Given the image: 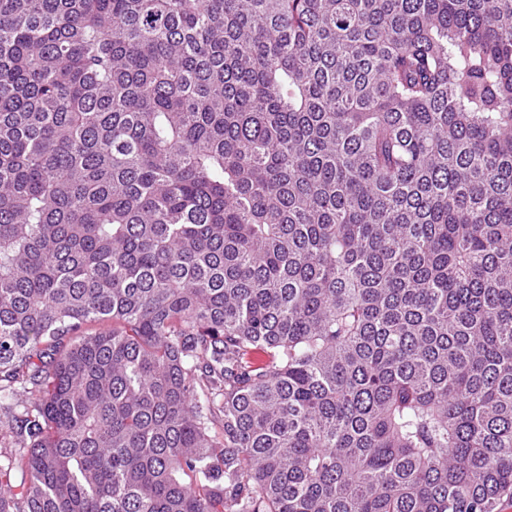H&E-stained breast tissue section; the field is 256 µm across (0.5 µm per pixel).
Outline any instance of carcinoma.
Here are the masks:
<instances>
[{"mask_svg":"<svg viewBox=\"0 0 512 512\" xmlns=\"http://www.w3.org/2000/svg\"><path fill=\"white\" fill-rule=\"evenodd\" d=\"M18 388L0 512H497L512 0H0Z\"/></svg>","mask_w":512,"mask_h":512,"instance_id":"obj_1","label":"carcinoma"}]
</instances>
